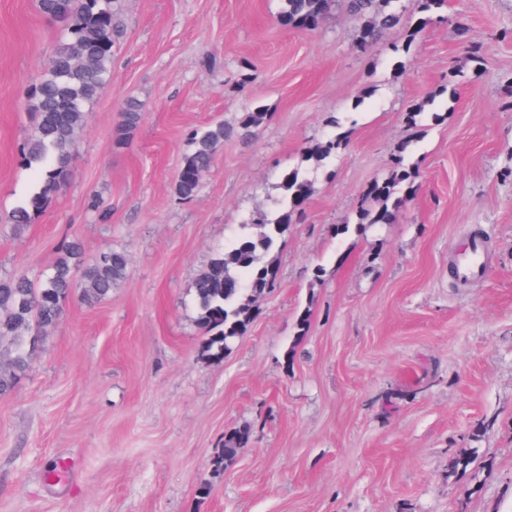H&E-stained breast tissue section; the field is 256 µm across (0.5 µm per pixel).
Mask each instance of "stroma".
Returning <instances> with one entry per match:
<instances>
[{"instance_id":"stroma-1","label":"stroma","mask_w":512,"mask_h":512,"mask_svg":"<svg viewBox=\"0 0 512 512\" xmlns=\"http://www.w3.org/2000/svg\"><path fill=\"white\" fill-rule=\"evenodd\" d=\"M281 7L119 0L112 79L68 180L18 231L27 96L60 25L36 0H0V273L40 276L74 237L86 258H129L107 300L64 307L0 397V512H512V0H448L415 41L399 29L363 54L343 11L309 31L283 26ZM430 95L437 119L409 124ZM132 98L142 120L118 147ZM258 109L266 121L239 138ZM215 122L224 147L179 199L192 137ZM338 131L345 146L307 159ZM406 140L411 192L392 223L358 225ZM297 167L312 193L274 284L224 357L205 358L194 284ZM94 193L111 223L88 210ZM475 234L487 272L455 282ZM239 427L252 438L214 477Z\"/></svg>"}]
</instances>
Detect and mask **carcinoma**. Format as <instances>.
<instances>
[{"label":"carcinoma","instance_id":"carcinoma-1","mask_svg":"<svg viewBox=\"0 0 512 512\" xmlns=\"http://www.w3.org/2000/svg\"><path fill=\"white\" fill-rule=\"evenodd\" d=\"M280 22L304 30L316 29L324 18L339 8L361 21L354 48L360 53L381 42L392 31L407 27L398 0H282ZM420 18L409 31L411 46L423 27L442 17L446 0H417ZM39 11L62 22L60 41L41 75L29 90V107L34 115L32 132L19 153L34 169L38 189L13 209L8 223L20 230L44 211L49 200L65 183L72 152L86 110L97 99L112 75V53L122 37L117 22V0H37ZM267 117L265 112L243 113L237 134L246 140ZM141 121L140 105L131 100L122 112L113 139L124 144ZM229 130L217 122L195 134L193 150L185 158L175 193L182 200L196 197L201 176L215 154L224 148ZM345 144L336 134L321 143L315 154L326 158ZM410 143L400 145L392 160L390 178L375 192L377 206L361 207L360 224H390L398 200L394 189L407 182L406 165ZM281 206L276 217L265 211L252 215L237 240L212 259L195 282L197 323L207 335L204 354L218 358L249 323L251 297L263 293L273 280L271 254L302 201L311 194V181L299 168L283 174ZM87 208L99 222L112 218L110 204L100 195L88 197ZM128 259L124 251L111 247L86 262L78 239L67 242L55 263L33 281L24 275L0 276V396L11 393L31 364L45 328L53 325L64 306L74 297L86 303L108 298L112 288L126 277ZM251 431L239 428L224 434L222 455L214 462L215 476L235 459L250 440Z\"/></svg>","mask_w":512,"mask_h":512}]
</instances>
